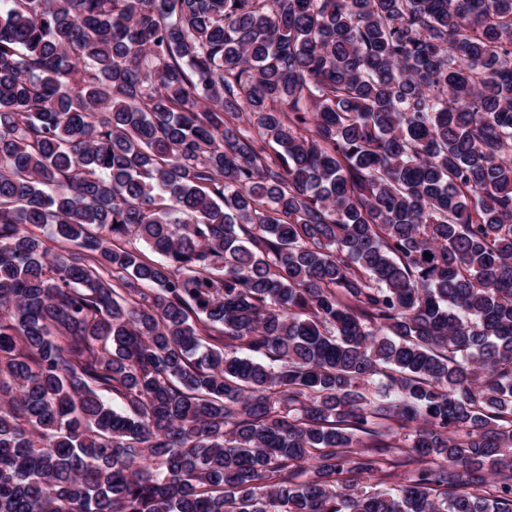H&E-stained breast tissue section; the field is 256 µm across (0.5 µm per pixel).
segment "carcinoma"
Wrapping results in <instances>:
<instances>
[{
    "instance_id": "obj_1",
    "label": "carcinoma",
    "mask_w": 512,
    "mask_h": 512,
    "mask_svg": "<svg viewBox=\"0 0 512 512\" xmlns=\"http://www.w3.org/2000/svg\"><path fill=\"white\" fill-rule=\"evenodd\" d=\"M0 512H512V0H0Z\"/></svg>"
}]
</instances>
